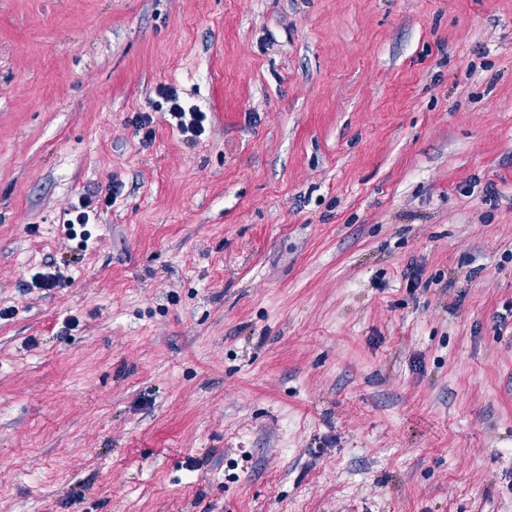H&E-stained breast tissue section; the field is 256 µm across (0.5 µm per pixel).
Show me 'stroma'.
I'll return each instance as SVG.
<instances>
[{"label":"stroma","mask_w":512,"mask_h":512,"mask_svg":"<svg viewBox=\"0 0 512 512\" xmlns=\"http://www.w3.org/2000/svg\"><path fill=\"white\" fill-rule=\"evenodd\" d=\"M7 308L0 512H512V0H0ZM160 92L166 102L170 104L168 115L172 125L176 127L181 135L192 140L205 131V112H201L194 106L186 107L177 90L172 87H163Z\"/></svg>","instance_id":"obj_1"}]
</instances>
